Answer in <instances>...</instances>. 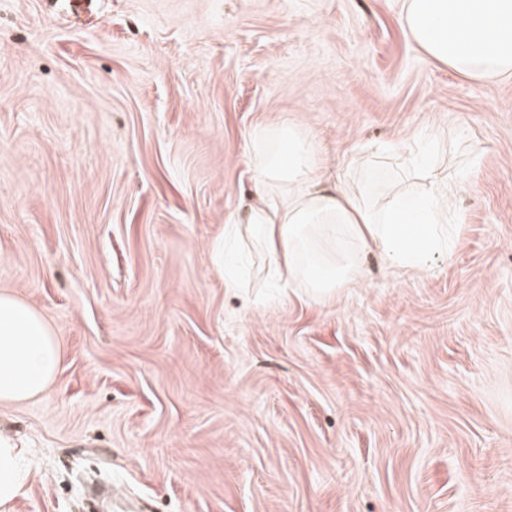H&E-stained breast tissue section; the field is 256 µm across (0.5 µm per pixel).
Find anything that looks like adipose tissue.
I'll return each mask as SVG.
<instances>
[{
  "instance_id": "ef3b65f1",
  "label": "adipose tissue",
  "mask_w": 512,
  "mask_h": 512,
  "mask_svg": "<svg viewBox=\"0 0 512 512\" xmlns=\"http://www.w3.org/2000/svg\"><path fill=\"white\" fill-rule=\"evenodd\" d=\"M401 21L433 60L476 78L512 76V0H404ZM252 151L255 194L213 244L215 265H225L227 243L245 237L264 253L278 286L302 284L332 296L357 282L365 252L407 269L452 256L448 201L465 187L466 170L446 173L419 163L421 191H395L378 205L322 164L302 126L258 127ZM61 361L46 319L17 296L0 293V404L43 393ZM30 476L25 449L1 434L0 512H8Z\"/></svg>"
}]
</instances>
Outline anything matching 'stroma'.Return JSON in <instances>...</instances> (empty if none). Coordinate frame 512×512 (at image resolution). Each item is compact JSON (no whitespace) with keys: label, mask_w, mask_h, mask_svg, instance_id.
<instances>
[{"label":"stroma","mask_w":512,"mask_h":512,"mask_svg":"<svg viewBox=\"0 0 512 512\" xmlns=\"http://www.w3.org/2000/svg\"><path fill=\"white\" fill-rule=\"evenodd\" d=\"M402 0H0V291L62 364L0 405L31 450L9 512H512V78L426 57ZM295 123L348 180L417 192L384 144L467 167L452 259L365 256L357 286L272 288L211 247ZM79 488L76 512H108L112 501V478L92 465H83L72 473Z\"/></svg>","instance_id":"obj_1"}]
</instances>
